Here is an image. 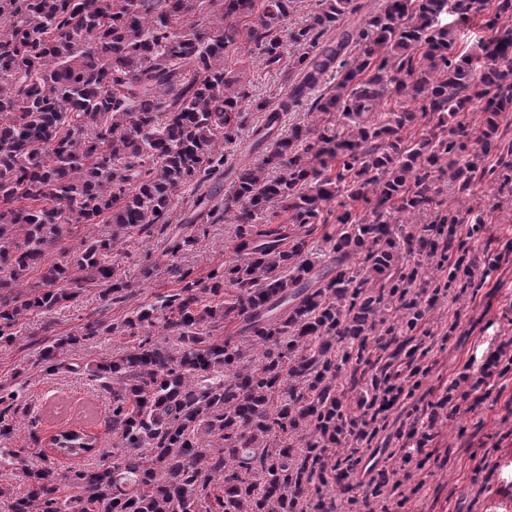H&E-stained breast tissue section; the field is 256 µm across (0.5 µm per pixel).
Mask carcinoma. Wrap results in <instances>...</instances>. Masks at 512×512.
<instances>
[{"label":"carcinoma","instance_id":"obj_1","mask_svg":"<svg viewBox=\"0 0 512 512\" xmlns=\"http://www.w3.org/2000/svg\"><path fill=\"white\" fill-rule=\"evenodd\" d=\"M298 2L0 0L1 344L89 285L125 301L116 244L164 232L185 187L205 189L196 218L235 225L231 260L203 277L175 266L179 287L120 325L43 346L53 375L67 345L145 331L89 366L112 393L116 452L61 477L25 470L21 497L0 483L12 512H409L422 448H379L369 481L353 475L428 374L427 311L487 273L459 226L491 218L477 185L512 195V0H379L346 25L358 0H318L290 30ZM478 16L490 35L475 55L457 44ZM288 41L303 52L283 71ZM245 46L282 74L277 107L224 67ZM305 102L312 124L281 133ZM245 130L261 156L226 191L224 148ZM274 207L297 230L270 227ZM320 226L326 265L306 240ZM196 242L175 234L163 256ZM17 398L0 385V436ZM468 400L484 395L449 387L397 437L456 426Z\"/></svg>","mask_w":512,"mask_h":512}]
</instances>
